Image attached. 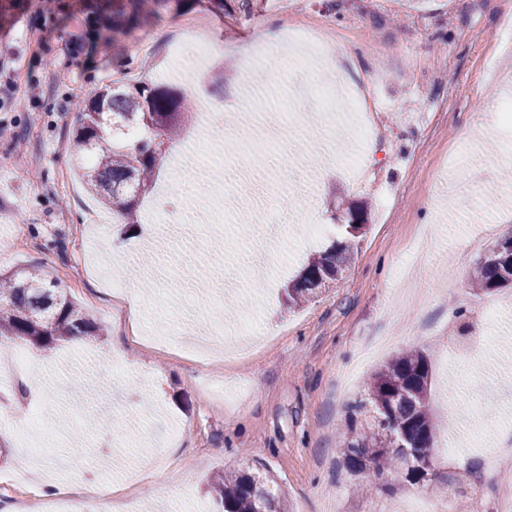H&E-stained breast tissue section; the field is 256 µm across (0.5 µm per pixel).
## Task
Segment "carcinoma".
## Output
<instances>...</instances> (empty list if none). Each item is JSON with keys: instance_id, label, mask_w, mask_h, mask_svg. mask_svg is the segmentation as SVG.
Masks as SVG:
<instances>
[{"instance_id": "1", "label": "carcinoma", "mask_w": 512, "mask_h": 512, "mask_svg": "<svg viewBox=\"0 0 512 512\" xmlns=\"http://www.w3.org/2000/svg\"><path fill=\"white\" fill-rule=\"evenodd\" d=\"M196 0H112V44L117 35L135 29L160 9L185 11ZM188 105L170 89L128 85L116 81L91 94L78 112L76 146L94 154L81 178L105 205L133 217L139 201L154 182L156 170L168 154L171 132L177 130ZM137 128L135 140L123 137ZM355 220L341 225L343 237L322 254L310 258L299 276L288 283V304L299 306L316 297L315 290L342 275L355 242L366 233L367 208L346 207ZM512 234L501 238L482 258L469 286L490 292L512 286ZM104 329L67 296L45 282L40 272L0 275V339L28 342L46 348L74 336H102ZM431 363L417 351L398 354L375 372L363 394L349 404L340 462L354 478L371 472L368 489L391 494L390 480L402 474L411 486L432 481L434 471L419 462L432 460L436 426L430 416ZM207 494L222 512H288V504L274 477L253 468L216 474L206 480Z\"/></svg>"}]
</instances>
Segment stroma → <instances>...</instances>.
<instances>
[{
  "instance_id": "obj_1",
  "label": "stroma",
  "mask_w": 512,
  "mask_h": 512,
  "mask_svg": "<svg viewBox=\"0 0 512 512\" xmlns=\"http://www.w3.org/2000/svg\"><path fill=\"white\" fill-rule=\"evenodd\" d=\"M94 0H11L0 12V62L11 83L0 105V270L39 267L106 329L90 339L89 360L71 343L36 350L42 387L28 393L44 417L46 446L35 474L59 473L63 489L90 493L96 471L153 512H215L206 480L258 466L288 496L291 512H402L413 496L448 512V476L475 466L479 495L457 512H501L488 455L512 448V288L475 294L476 263L512 232V164L498 160L494 105L512 97V51L501 47L512 0H208L186 17L202 23L203 61L175 54L159 34L170 10L122 39L123 64L100 49ZM327 20L336 49L360 90L374 131L323 118L313 84L335 85L325 66L282 71L261 35ZM152 40L143 51V40ZM223 70V87L211 76ZM166 87L191 106L178 141L196 155L177 166L169 151L133 224H117L76 176L71 143L77 106L118 76ZM276 81L268 102L282 106L294 134L288 155L240 148L254 86ZM222 112L202 130L205 105ZM366 205L368 227L340 279L302 308L285 286L306 260L340 236L346 204ZM176 212L163 224L156 210ZM286 216L274 243L264 215ZM325 225L308 239L307 227ZM138 286L130 319L98 281L80 279L85 256ZM502 304L493 324L484 306ZM432 366L430 409L450 416L486 410L484 443L465 459L434 452L436 477L394 494L355 492L339 465L348 405L369 376L407 349ZM16 378L0 375V512H24L30 496L14 482L17 429L27 405L11 399Z\"/></svg>"
}]
</instances>
